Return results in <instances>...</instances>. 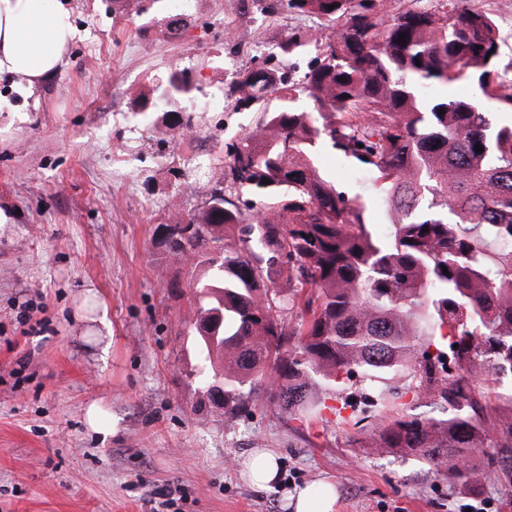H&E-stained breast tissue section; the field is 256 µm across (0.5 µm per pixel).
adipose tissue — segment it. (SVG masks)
Listing matches in <instances>:
<instances>
[{
  "label": "adipose tissue",
  "instance_id": "ef3b65f1",
  "mask_svg": "<svg viewBox=\"0 0 512 512\" xmlns=\"http://www.w3.org/2000/svg\"><path fill=\"white\" fill-rule=\"evenodd\" d=\"M76 35L60 0H0V78L34 96L67 67Z\"/></svg>",
  "mask_w": 512,
  "mask_h": 512
}]
</instances>
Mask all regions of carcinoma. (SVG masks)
Segmentation results:
<instances>
[{
    "instance_id": "1",
    "label": "carcinoma",
    "mask_w": 512,
    "mask_h": 512,
    "mask_svg": "<svg viewBox=\"0 0 512 512\" xmlns=\"http://www.w3.org/2000/svg\"><path fill=\"white\" fill-rule=\"evenodd\" d=\"M288 7L331 32L316 42L289 32L288 69L247 68L230 88L238 109L261 113L258 133L225 163L262 218L228 201L190 217L191 234L170 246L182 258L206 241L219 250L198 261L205 273L191 321L205 360L224 362L205 392L220 389L234 410L244 387L264 385L294 416L319 412V390L337 392L356 375L393 412L370 424L375 447L476 481V450L512 447V415L489 409L484 387L512 375V124H492L478 99L512 112L505 38L468 0L396 15L385 0ZM304 54L301 72L293 59ZM461 79L477 94L427 93ZM191 90L173 73L159 97ZM304 99L312 109L298 106ZM324 136L373 177L389 238L373 232L360 198L321 176ZM282 254L305 290V316L291 330V298L274 279ZM410 392L436 413H407Z\"/></svg>"
}]
</instances>
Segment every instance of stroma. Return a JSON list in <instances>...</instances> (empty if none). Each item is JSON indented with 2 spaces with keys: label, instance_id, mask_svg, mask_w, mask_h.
<instances>
[{
  "label": "stroma",
  "instance_id": "1",
  "mask_svg": "<svg viewBox=\"0 0 512 512\" xmlns=\"http://www.w3.org/2000/svg\"><path fill=\"white\" fill-rule=\"evenodd\" d=\"M78 35L63 74L26 99L0 82V512H292L304 486L335 483L336 512H512V448L477 451L468 484L416 457L368 447L347 424L366 403L358 379L322 393L318 416H288L251 392L236 412L202 389L211 368L190 324L198 268L172 254L165 228L203 210L224 178L230 147L257 129L234 107L237 71L278 55L290 30L327 22L250 0H62ZM181 71L194 89L166 101L154 89ZM223 105L198 112V99ZM324 176L368 205L389 233L372 183L328 140ZM98 292L108 351L84 342L74 315ZM115 423L91 433V404ZM277 456L282 481L252 487L238 463L252 449Z\"/></svg>",
  "mask_w": 512,
  "mask_h": 512
}]
</instances>
